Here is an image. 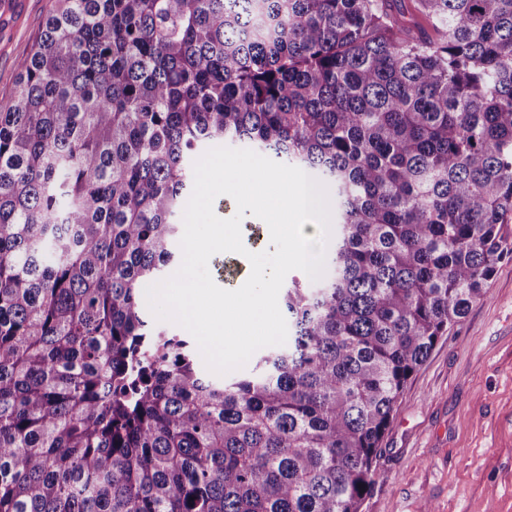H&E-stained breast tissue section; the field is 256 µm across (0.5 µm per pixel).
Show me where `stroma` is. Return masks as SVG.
<instances>
[{"instance_id":"1","label":"stroma","mask_w":512,"mask_h":512,"mask_svg":"<svg viewBox=\"0 0 512 512\" xmlns=\"http://www.w3.org/2000/svg\"><path fill=\"white\" fill-rule=\"evenodd\" d=\"M51 0H0V97ZM408 383L362 512H512V256Z\"/></svg>"}]
</instances>
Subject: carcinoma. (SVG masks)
Listing matches in <instances>:
<instances>
[{"label":"carcinoma","mask_w":512,"mask_h":512,"mask_svg":"<svg viewBox=\"0 0 512 512\" xmlns=\"http://www.w3.org/2000/svg\"><path fill=\"white\" fill-rule=\"evenodd\" d=\"M53 0L0 100V512H361L438 340L512 253V0ZM327 186L288 343L199 374L147 318L193 163Z\"/></svg>","instance_id":"1"}]
</instances>
